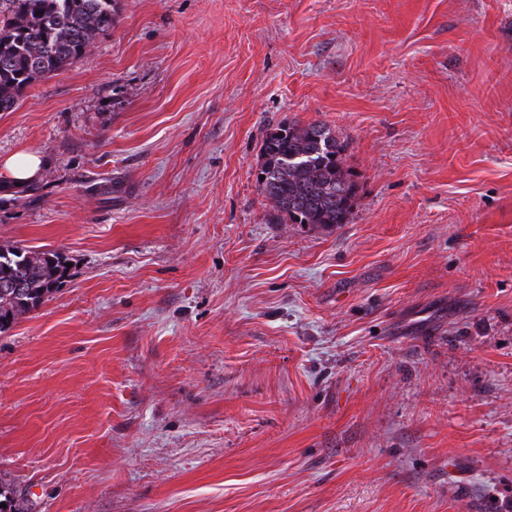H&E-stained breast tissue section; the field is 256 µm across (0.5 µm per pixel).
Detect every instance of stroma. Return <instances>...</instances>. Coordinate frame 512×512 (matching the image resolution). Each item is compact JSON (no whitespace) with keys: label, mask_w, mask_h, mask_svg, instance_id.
I'll return each mask as SVG.
<instances>
[{"label":"stroma","mask_w":512,"mask_h":512,"mask_svg":"<svg viewBox=\"0 0 512 512\" xmlns=\"http://www.w3.org/2000/svg\"><path fill=\"white\" fill-rule=\"evenodd\" d=\"M294 122L350 223H271ZM0 246L72 262L0 334L28 512H512V0H119L0 112ZM343 150L321 122L281 124L266 134L257 181L281 221L317 228L350 223L357 184L344 167ZM42 159L38 154L20 152L5 161V168L15 183H27L40 171Z\"/></svg>","instance_id":"35a3bbf8"}]
</instances>
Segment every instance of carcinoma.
I'll use <instances>...</instances> for the list:
<instances>
[{"label": "carcinoma", "mask_w": 512, "mask_h": 512, "mask_svg": "<svg viewBox=\"0 0 512 512\" xmlns=\"http://www.w3.org/2000/svg\"><path fill=\"white\" fill-rule=\"evenodd\" d=\"M118 0H0V112L35 81L54 77L112 31ZM344 147L325 123L281 124L263 139L258 180L277 217L328 228L348 224L357 184ZM58 251L0 249V333L40 308L69 278Z\"/></svg>", "instance_id": "obj_1"}]
</instances>
